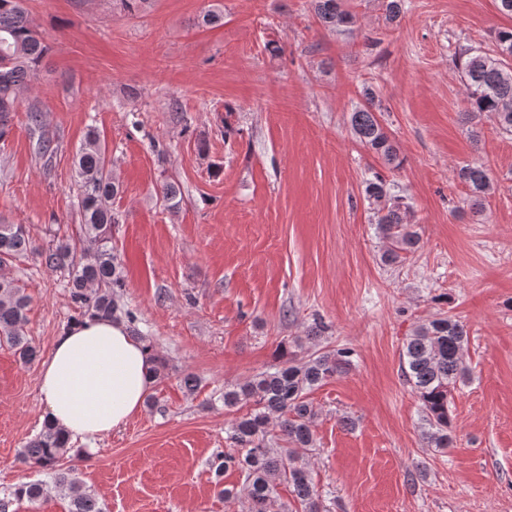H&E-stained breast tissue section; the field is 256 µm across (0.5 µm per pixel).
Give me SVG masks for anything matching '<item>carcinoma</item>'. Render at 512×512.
I'll return each instance as SVG.
<instances>
[{"mask_svg": "<svg viewBox=\"0 0 512 512\" xmlns=\"http://www.w3.org/2000/svg\"><path fill=\"white\" fill-rule=\"evenodd\" d=\"M311 7L327 29L355 23V16L342 8L341 0H311ZM223 18V11L211 6L197 17V25L214 26ZM495 44L493 54L468 47L459 50V68L470 106L465 116L468 120L485 116L512 134V63L503 56L505 52L512 55V28L498 31ZM48 52L49 46L28 17L25 0H0V140L10 134L12 114L17 111L20 96L36 77ZM361 93L365 104L351 114L352 132L363 146L393 164L398 161V149L377 116L373 89L365 85ZM109 164L100 134L89 130L76 154L81 210L76 235L40 248L26 225L0 224V346L12 349L25 363L37 357L25 331L30 297L4 273L9 262L18 256L33 253L46 268L66 271L71 302L81 315L111 320L124 317L130 323L136 320L134 313L116 298V290L124 287V275L111 246L112 225L119 223L111 201L118 195L119 185L112 178ZM458 178L476 196L491 190L489 176L481 166L461 168ZM365 192L368 198L382 203L376 218L388 246L381 261L386 265L402 262L420 243L418 232L407 220L410 203L404 196L389 194L385 181L378 176L367 183ZM467 343L466 325L441 316L418 326L404 344L401 370L420 401L423 436L429 448L453 445L448 395L468 372L464 357ZM280 348V365L224 389V407L244 403L251 409L232 424L235 448L216 455L211 467L218 485L224 472H240L251 512H286L285 506L278 503L277 488L282 484L292 487L302 512H320L307 472L295 464V449L309 448L313 443L315 411L307 394L345 372L353 351L342 347L295 359L288 357L287 343ZM273 419L282 439L291 445L284 452L273 448ZM67 452L66 442L46 427L23 448L21 456L32 467L53 474L56 487L69 498V512H104L72 470L59 468ZM43 493L42 483L29 482L17 488L14 496L33 501Z\"/></svg>", "mask_w": 512, "mask_h": 512, "instance_id": "obj_1", "label": "carcinoma"}]
</instances>
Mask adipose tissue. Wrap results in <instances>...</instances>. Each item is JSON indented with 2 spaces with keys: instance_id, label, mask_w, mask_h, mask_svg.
<instances>
[{
  "instance_id": "obj_1",
  "label": "adipose tissue",
  "mask_w": 512,
  "mask_h": 512,
  "mask_svg": "<svg viewBox=\"0 0 512 512\" xmlns=\"http://www.w3.org/2000/svg\"><path fill=\"white\" fill-rule=\"evenodd\" d=\"M152 367L149 350L124 322L73 323L40 370L47 426L73 442L103 439L143 409L154 384Z\"/></svg>"
}]
</instances>
